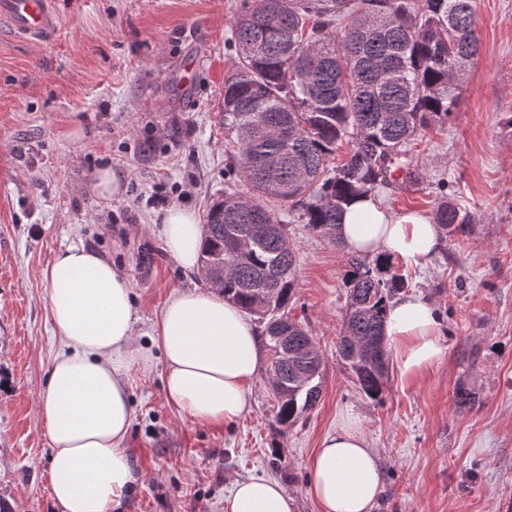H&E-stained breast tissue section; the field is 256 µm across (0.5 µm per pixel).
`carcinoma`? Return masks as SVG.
I'll return each instance as SVG.
<instances>
[{"label": "carcinoma", "mask_w": 512, "mask_h": 512, "mask_svg": "<svg viewBox=\"0 0 512 512\" xmlns=\"http://www.w3.org/2000/svg\"><path fill=\"white\" fill-rule=\"evenodd\" d=\"M474 20L475 0H242L227 39L237 60L224 75L221 119L233 146L227 171L244 190L229 185L214 201L199 265L261 324L275 422L285 431L319 404L324 361L288 315L296 256L276 212L339 245L346 204L395 175L420 181L407 146L448 123L480 55ZM445 187L434 223L453 235L471 215ZM392 267L382 256L348 259L337 353L370 398L385 386L389 300L408 287Z\"/></svg>", "instance_id": "1"}]
</instances>
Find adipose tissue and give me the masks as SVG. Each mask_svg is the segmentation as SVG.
<instances>
[{
    "mask_svg": "<svg viewBox=\"0 0 512 512\" xmlns=\"http://www.w3.org/2000/svg\"><path fill=\"white\" fill-rule=\"evenodd\" d=\"M168 252L195 270L202 229L194 214L172 208L164 223ZM340 236L360 256L385 255L409 264L439 248L440 229L417 213L392 216L376 197L344 211ZM50 314L63 350L49 367L37 401L52 455L47 471L57 512H114L137 477L123 447L134 419L124 370L135 361L137 313L131 288L111 261L81 244L60 249L45 271ZM387 342L402 375L414 376L443 354L434 302L420 292L391 300ZM165 364L167 402L194 422H236L258 372V337L238 307L204 286L173 295L154 327ZM308 491L322 512H372L382 464L357 418L342 421L307 463ZM295 499L271 480L237 482L224 512H294Z\"/></svg>",
    "mask_w": 512,
    "mask_h": 512,
    "instance_id": "adipose-tissue-1",
    "label": "adipose tissue"
}]
</instances>
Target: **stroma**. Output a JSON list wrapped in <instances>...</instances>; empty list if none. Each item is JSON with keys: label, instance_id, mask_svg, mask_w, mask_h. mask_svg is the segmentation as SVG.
Instances as JSON below:
<instances>
[{"label": "stroma", "instance_id": "1", "mask_svg": "<svg viewBox=\"0 0 512 512\" xmlns=\"http://www.w3.org/2000/svg\"><path fill=\"white\" fill-rule=\"evenodd\" d=\"M53 2L59 30L48 41L0 27V512H55L36 403L62 343L44 271L72 243L122 272L139 317L123 443L137 481L117 512H224L235 481L249 478L277 480L297 512H321L307 462L349 414L384 465L373 512H512V0H477L480 56L447 125L413 146L424 181L376 192L393 214L430 218L444 180L473 216L427 262L394 265L437 306L438 362L413 378L390 365L380 399L360 392L336 353L349 254L278 212L297 255L290 314L324 358L318 406L284 434L261 372L235 424L182 417L166 401L153 341L165 301L205 283L173 261L162 226L174 206L205 221L224 193L220 112L235 57L225 41L241 0ZM189 57L198 67L184 89ZM76 123L78 142L68 137ZM107 167L123 191L102 199L87 184ZM461 386L472 407L457 408Z\"/></svg>", "mask_w": 512, "mask_h": 512}]
</instances>
